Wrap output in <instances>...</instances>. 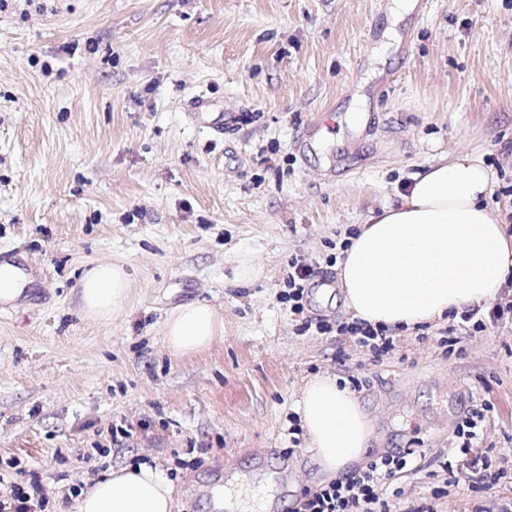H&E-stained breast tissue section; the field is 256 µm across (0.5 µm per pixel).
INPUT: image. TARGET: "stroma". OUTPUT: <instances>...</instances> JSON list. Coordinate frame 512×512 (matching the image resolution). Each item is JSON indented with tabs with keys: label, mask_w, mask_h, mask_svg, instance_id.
<instances>
[{
	"label": "stroma",
	"mask_w": 512,
	"mask_h": 512,
	"mask_svg": "<svg viewBox=\"0 0 512 512\" xmlns=\"http://www.w3.org/2000/svg\"><path fill=\"white\" fill-rule=\"evenodd\" d=\"M6 0L0 9V500L42 512L136 460L176 512H210L225 472L296 505L327 484L292 436L311 377L359 379L378 457L420 448L387 512H498L512 500V279L481 332L433 322L382 358L351 322L336 257L370 215L443 157L478 153L512 235V0ZM319 122L321 139L295 140ZM259 268L238 285L241 256ZM320 270L303 313L288 261ZM123 263L130 301L96 322L78 285ZM201 300L224 316L210 347L173 355L166 319ZM332 327L305 329L307 318ZM490 407L475 453L500 478L451 482L458 423ZM22 290L16 270L7 264L0 267V300L4 303L14 302Z\"/></svg>",
	"instance_id": "obj_1"
}]
</instances>
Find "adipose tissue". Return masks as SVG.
I'll list each match as a JSON object with an SVG mask.
<instances>
[{
    "label": "adipose tissue",
    "instance_id": "ef3b65f1",
    "mask_svg": "<svg viewBox=\"0 0 512 512\" xmlns=\"http://www.w3.org/2000/svg\"><path fill=\"white\" fill-rule=\"evenodd\" d=\"M494 178L477 155H461L429 165L399 203L371 215L339 262L344 302L354 318L409 331L496 300L512 276V237L486 202ZM130 287L123 264L93 265L79 285L83 316L111 320L126 308ZM223 332V316L203 301L178 306L164 325L165 343L178 355L210 346ZM294 409L319 472L345 475L363 460L373 424L338 376L310 379ZM173 509L168 479L146 462L112 471L73 503V512Z\"/></svg>",
    "mask_w": 512,
    "mask_h": 512
}]
</instances>
